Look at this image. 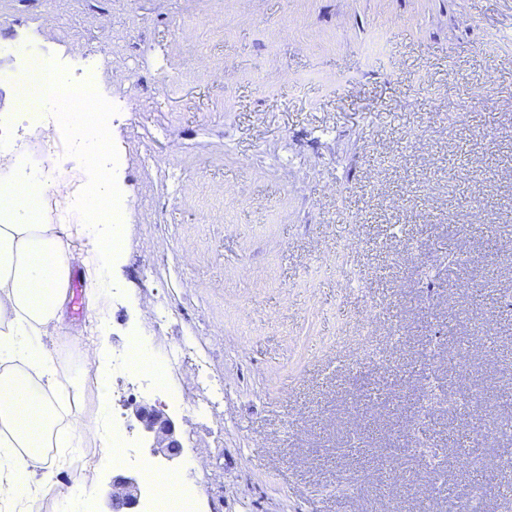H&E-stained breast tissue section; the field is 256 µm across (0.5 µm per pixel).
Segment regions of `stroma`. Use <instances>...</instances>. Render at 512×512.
Here are the masks:
<instances>
[{
	"label": "stroma",
	"instance_id": "stroma-1",
	"mask_svg": "<svg viewBox=\"0 0 512 512\" xmlns=\"http://www.w3.org/2000/svg\"><path fill=\"white\" fill-rule=\"evenodd\" d=\"M223 28H213L215 18ZM104 56L122 247L89 326L112 361L107 413L173 418L174 460L56 449L61 478L179 472L196 512H462L512 448V0H0V43ZM151 154L152 164L142 161ZM372 337L381 360H360ZM494 337L486 345V337ZM193 340L224 380L202 414L189 365L132 379ZM60 370L97 403L84 356ZM493 420L484 465L456 440Z\"/></svg>",
	"mask_w": 512,
	"mask_h": 512
}]
</instances>
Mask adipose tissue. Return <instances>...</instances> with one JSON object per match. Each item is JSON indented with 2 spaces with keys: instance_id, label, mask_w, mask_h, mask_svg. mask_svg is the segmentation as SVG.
<instances>
[{
  "instance_id": "1",
  "label": "adipose tissue",
  "mask_w": 512,
  "mask_h": 512,
  "mask_svg": "<svg viewBox=\"0 0 512 512\" xmlns=\"http://www.w3.org/2000/svg\"><path fill=\"white\" fill-rule=\"evenodd\" d=\"M69 193L52 189L35 174L0 182V507L28 512L31 503L53 495L60 512H81L97 488L88 469L72 482L58 480L56 448H78L90 418L78 413L82 391L58 371L54 336L65 328L68 281L74 270L103 272L112 242L91 236L71 244L70 224L37 220L41 199ZM75 406L61 421L56 404Z\"/></svg>"
}]
</instances>
